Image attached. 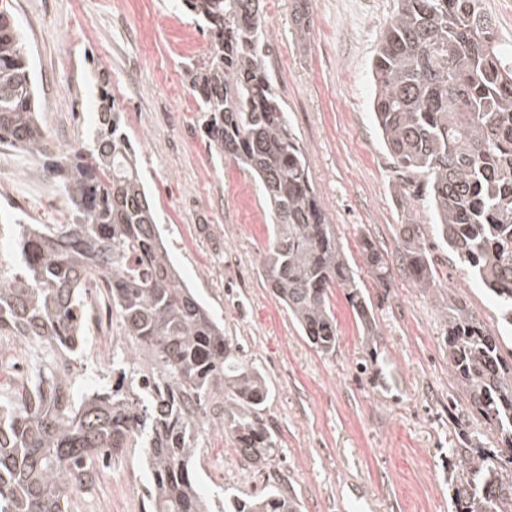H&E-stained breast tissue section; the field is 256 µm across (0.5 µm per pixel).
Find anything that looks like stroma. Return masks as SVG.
Returning a JSON list of instances; mask_svg holds the SVG:
<instances>
[{"instance_id": "obj_1", "label": "stroma", "mask_w": 512, "mask_h": 512, "mask_svg": "<svg viewBox=\"0 0 512 512\" xmlns=\"http://www.w3.org/2000/svg\"><path fill=\"white\" fill-rule=\"evenodd\" d=\"M24 36L52 153L89 144L108 79L134 146L171 256L183 278L224 323L242 356L265 375L264 411L277 430L273 460L245 462L224 430L208 431L196 466L208 498L260 493L278 483L301 512H453L450 449L463 434L465 399L448 367V315L462 309L491 331L504 328L485 289L436 237L425 188L405 183L372 114L371 63L396 0H308L297 31L296 0H265L267 66L310 167L338 244L370 299L366 338L344 289H334L338 342L318 354L298 334L262 275L269 216L250 174L212 156L187 59L210 44L179 0H9ZM41 162L0 147V253L16 252L9 226L61 224L66 198ZM436 261L425 285L405 261L406 225ZM389 267L379 282L363 248ZM377 349L383 376L360 364ZM132 356L119 318L83 345L85 388L112 384L113 355ZM141 451L99 468L71 512H144Z\"/></svg>"}]
</instances>
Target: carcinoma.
Instances as JSON below:
<instances>
[{
	"mask_svg": "<svg viewBox=\"0 0 512 512\" xmlns=\"http://www.w3.org/2000/svg\"><path fill=\"white\" fill-rule=\"evenodd\" d=\"M181 5L211 42L185 63L209 149L259 184L272 218L264 275L300 336L332 354L331 290H346L369 333L370 309L266 68L263 0ZM371 71L375 119L397 171L425 185L441 243L512 326V44L483 0H399ZM99 98L92 145L50 152L27 51L0 6V145L41 158L69 211L66 224H18V253L0 255V337H23L33 352L27 382L0 389V512H70L101 460L135 446L150 512H299L275 486L218 504L198 492L193 460L206 426L223 428L252 465L278 451L263 417L269 390L186 285L108 85ZM406 232L408 268L427 284L435 267L415 230ZM365 252L385 281L381 254L370 244ZM90 283L106 289L138 354L112 360L118 383L96 389L82 387L77 368ZM502 340L459 310L448 316V366L481 426L451 450L454 512H512V362ZM488 433L492 448L481 441Z\"/></svg>",
	"mask_w": 512,
	"mask_h": 512,
	"instance_id": "1",
	"label": "carcinoma"
}]
</instances>
